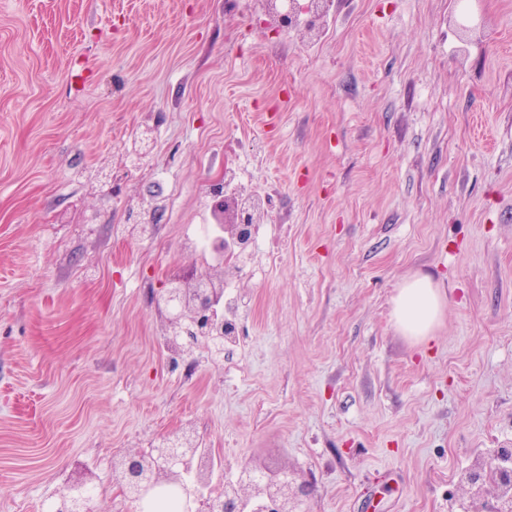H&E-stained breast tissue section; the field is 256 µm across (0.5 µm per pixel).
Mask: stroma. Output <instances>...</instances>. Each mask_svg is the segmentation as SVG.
Returning <instances> with one entry per match:
<instances>
[{
  "label": "stroma",
  "instance_id": "35a3bbf8",
  "mask_svg": "<svg viewBox=\"0 0 512 512\" xmlns=\"http://www.w3.org/2000/svg\"><path fill=\"white\" fill-rule=\"evenodd\" d=\"M0 0V512L181 432L288 466L303 512H470L512 448V0ZM242 168L271 249L239 339L172 360L178 240ZM425 273L430 339L392 299ZM445 307L440 288L428 275L405 280L394 299L393 317L397 329L416 342L433 336Z\"/></svg>",
  "mask_w": 512,
  "mask_h": 512
}]
</instances>
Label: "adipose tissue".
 I'll list each match as a JSON object with an SVG mask.
<instances>
[{"label": "adipose tissue", "instance_id": "1", "mask_svg": "<svg viewBox=\"0 0 512 512\" xmlns=\"http://www.w3.org/2000/svg\"><path fill=\"white\" fill-rule=\"evenodd\" d=\"M445 298L432 278L417 275L405 280L394 299L393 317L401 334L421 341L439 326Z\"/></svg>", "mask_w": 512, "mask_h": 512}]
</instances>
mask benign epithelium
<instances>
[{
  "instance_id": "obj_1",
  "label": "benign epithelium",
  "mask_w": 512,
  "mask_h": 512,
  "mask_svg": "<svg viewBox=\"0 0 512 512\" xmlns=\"http://www.w3.org/2000/svg\"><path fill=\"white\" fill-rule=\"evenodd\" d=\"M456 25L463 32H472L484 27V19L471 11L469 15L456 20ZM211 195L214 217L217 222L224 224L225 240L242 242L248 225L259 223L260 208L245 207L232 198H226L218 187L212 188ZM223 281L222 266L216 267L208 276L176 279V288L165 291V302H170L176 292L185 298V302L178 311L169 313L166 320L169 331L178 334L189 345L211 335V304ZM193 440L190 434L177 433L149 452L138 449L125 454L113 481L119 486L123 497L133 505L135 512L157 490L179 479L183 456L189 451V443ZM486 471V465L478 464L462 477L472 491L473 512H484L487 507L485 500L489 498L497 502L512 501V474L489 481ZM278 478L279 481L264 493L266 500L275 512H299L309 490L308 484L299 480L297 473L286 466L280 469ZM82 486L81 481L70 484V493L59 498L57 512H94L89 500L71 494V491ZM259 494L260 486L249 481L237 484L230 497H204L195 493L187 499L185 512H241L245 503Z\"/></svg>"
}]
</instances>
